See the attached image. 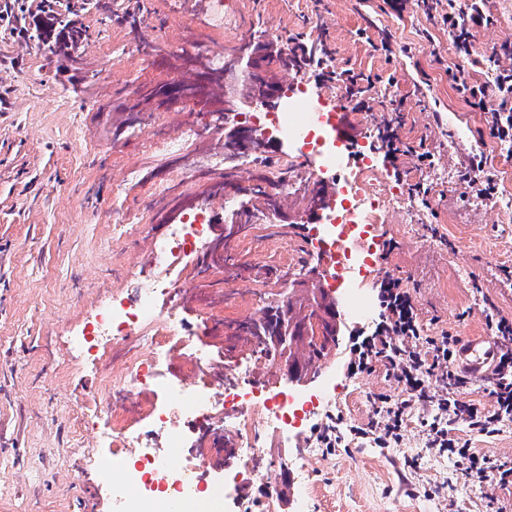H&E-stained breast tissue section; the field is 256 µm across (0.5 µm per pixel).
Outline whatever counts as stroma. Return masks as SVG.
<instances>
[{
  "mask_svg": "<svg viewBox=\"0 0 512 512\" xmlns=\"http://www.w3.org/2000/svg\"><path fill=\"white\" fill-rule=\"evenodd\" d=\"M97 2L86 9L82 0H0L9 10L0 20V512H112L83 451L103 447L112 429V380L123 356L93 359L75 341L174 225L203 209L218 237L237 207L248 209V234L226 251L254 288L237 297V312L303 294L305 282L320 278L308 260L318 218L305 214L302 194L277 193L275 213L266 196L240 187L276 158L288 159L310 183L328 186L333 197L366 155L400 195L411 183L430 186L427 200L391 211L389 226L372 240L376 266L362 286L369 300H376L383 277L396 275L412 287L427 335H494L486 294L496 317L512 319V281L503 275L512 268V145L481 137V112L464 102L449 74L460 66L475 80L493 79L492 52L512 43V0H486L494 22L477 35L484 48L475 61L456 54L425 4L229 0L231 24L222 37L231 48L255 40L279 50L283 36L299 34L315 50L318 63L304 75L309 94L348 113L359 134L350 159L330 170L294 143L230 168L224 131L213 125L223 88L205 86L184 103L159 96L165 85L194 80L183 54L210 30L207 0ZM57 14L68 16L80 37L52 52L36 29ZM387 32L394 39L389 54L375 47ZM346 68L376 77L368 110L336 100L339 82L319 77L321 70ZM235 95L240 104L231 124L272 132L275 112L255 105V83L241 82ZM400 98L404 110H391L390 101ZM389 122L415 152L432 153V166L420 165L415 152L399 166L388 162L379 132ZM187 125L196 134L181 153L152 148L153 139ZM471 151L489 158L499 186L493 197H472L457 178ZM178 170L187 175L185 187L153 200ZM128 211L140 221L129 225L118 250L112 227ZM223 285V265L200 267L183 296L179 315L199 325L197 346L213 366L229 360L244 373L258 368L262 383L285 382L257 342L225 340L224 315L214 304ZM372 322L337 317L338 346L311 380L296 386L331 405L289 439L266 434L268 455L284 447L289 461L303 464L315 490L310 512H488L485 485L461 480L447 457L426 450L420 417L409 418L398 448H377L349 433L344 447H320L316 433L331 420L347 432L367 426L375 395H403L382 369L347 371L354 336ZM241 497L252 502V512H293L286 495L271 505L262 484L242 489L225 479L224 512H239Z\"/></svg>",
  "mask_w": 512,
  "mask_h": 512,
  "instance_id": "1",
  "label": "stroma"
}]
</instances>
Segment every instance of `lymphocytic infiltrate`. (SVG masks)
<instances>
[{"mask_svg":"<svg viewBox=\"0 0 512 512\" xmlns=\"http://www.w3.org/2000/svg\"><path fill=\"white\" fill-rule=\"evenodd\" d=\"M492 22L483 0H467L462 8L449 7L440 17L456 50L465 57L474 52L477 32ZM491 62L493 80L474 82L462 68L452 72L451 78L469 106L482 112L488 136L511 143L512 44H501ZM378 298L379 320L371 334L354 343L348 367L357 374L381 365L406 396L396 402L384 395L375 397L368 426L374 444L380 448L399 447L408 417L419 407L426 413L421 425L428 450L448 456L466 480L512 486L511 458H487L455 433L456 425L462 424L470 433L491 437L498 434L503 421L512 418V320L501 318L495 323L499 349L488 391L490 402L484 405L461 400L460 392L468 378L455 365L458 339L446 332L422 335L418 308L403 278L385 276L379 284Z\"/></svg>","mask_w":512,"mask_h":512,"instance_id":"1","label":"lymphocytic infiltrate"}]
</instances>
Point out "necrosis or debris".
<instances>
[{
	"label": "necrosis or debris",
	"instance_id": "necrosis-or-debris-1",
	"mask_svg": "<svg viewBox=\"0 0 512 512\" xmlns=\"http://www.w3.org/2000/svg\"><path fill=\"white\" fill-rule=\"evenodd\" d=\"M378 183L372 168L352 171L345 183V203L329 213L320 241L309 252L319 266L334 271V285L349 295L370 265L368 252L352 250L349 243L367 239L386 223L390 211L391 201L382 197ZM212 246L205 215L189 217L174 236L157 245L150 275H132L127 291L97 313L91 331L78 341L79 346L102 351L112 342L140 338L112 383V445L103 457L122 471L121 483L107 489L120 512H149L161 491L172 498L190 496L193 512H211L213 499L205 491L215 466L204 427H224L236 448H249L243 470L266 483L271 474L262 466V430L285 433L300 419L295 391L262 396L259 383H242L237 369L228 364L212 369L197 352L187 358L178 384H161L159 364L172 350L190 349L196 336L175 307L159 304L161 286L169 280V263L194 258ZM135 409L145 411L148 422L145 429L133 432L127 416ZM131 448L138 449L140 464L129 469L124 458Z\"/></svg>",
	"mask_w": 512,
	"mask_h": 512
}]
</instances>
